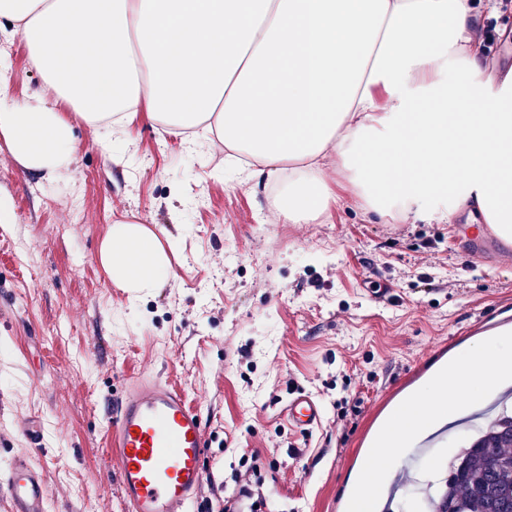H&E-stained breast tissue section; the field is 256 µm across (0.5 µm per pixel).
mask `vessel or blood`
Returning <instances> with one entry per match:
<instances>
[{
  "instance_id": "vessel-or-blood-1",
  "label": "vessel or blood",
  "mask_w": 512,
  "mask_h": 512,
  "mask_svg": "<svg viewBox=\"0 0 512 512\" xmlns=\"http://www.w3.org/2000/svg\"><path fill=\"white\" fill-rule=\"evenodd\" d=\"M291 426L308 430L321 420L319 403L300 392L285 409ZM110 467L120 479L128 512H200L204 462L202 418L170 384L137 380L114 408ZM9 512H46L50 489L24 456L4 478Z\"/></svg>"
}]
</instances>
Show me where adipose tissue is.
I'll return each mask as SVG.
<instances>
[{"label": "adipose tissue", "instance_id": "1", "mask_svg": "<svg viewBox=\"0 0 512 512\" xmlns=\"http://www.w3.org/2000/svg\"><path fill=\"white\" fill-rule=\"evenodd\" d=\"M469 0H0L54 94L0 104V135L27 170L72 161L70 102L90 127L135 112L200 128L279 181L281 219L327 209L329 153L370 210L408 217L460 189L512 244V71L489 91L468 45ZM99 257L135 293L169 276L145 225L117 222Z\"/></svg>", "mask_w": 512, "mask_h": 512}]
</instances>
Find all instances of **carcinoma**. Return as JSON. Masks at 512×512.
Listing matches in <instances>:
<instances>
[{
    "label": "carcinoma",
    "mask_w": 512,
    "mask_h": 512,
    "mask_svg": "<svg viewBox=\"0 0 512 512\" xmlns=\"http://www.w3.org/2000/svg\"><path fill=\"white\" fill-rule=\"evenodd\" d=\"M433 512H512V417L497 420L456 455Z\"/></svg>",
    "instance_id": "1"
}]
</instances>
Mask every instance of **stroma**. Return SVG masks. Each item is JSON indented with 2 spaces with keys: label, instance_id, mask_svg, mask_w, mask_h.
Returning <instances> with one entry per match:
<instances>
[{
  "label": "stroma",
  "instance_id": "stroma-1",
  "mask_svg": "<svg viewBox=\"0 0 512 512\" xmlns=\"http://www.w3.org/2000/svg\"><path fill=\"white\" fill-rule=\"evenodd\" d=\"M27 47L0 27V102L45 93ZM67 169L26 170L0 136V477L26 454L51 488L48 512H126L104 469L109 407L134 377L169 383L202 416L206 474L235 489L261 454L270 512H347V491L390 405L470 342L512 330V247L471 260L467 205L424 198L416 215L368 211L338 158L335 197L310 224L267 215L269 181L237 173L218 142L137 113L92 131L65 101ZM134 220L172 240L170 274L132 296L99 260L110 226ZM303 391L320 423L291 427ZM468 442L458 426L408 453L385 512Z\"/></svg>",
  "mask_w": 512,
  "mask_h": 512
}]
</instances>
